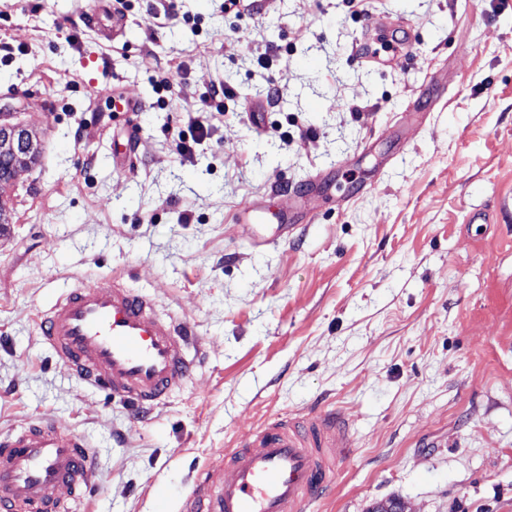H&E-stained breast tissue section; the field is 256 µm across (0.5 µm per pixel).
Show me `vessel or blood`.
<instances>
[{"label": "vessel or blood", "mask_w": 512, "mask_h": 512, "mask_svg": "<svg viewBox=\"0 0 512 512\" xmlns=\"http://www.w3.org/2000/svg\"><path fill=\"white\" fill-rule=\"evenodd\" d=\"M89 20L106 40L125 35L127 20L109 0H92ZM40 333L74 376L112 394L136 419L182 387L195 367L191 328L159 316L155 299L116 284L69 289L42 317ZM353 448L336 411L270 418L220 470L198 472L179 512H312ZM99 486L90 442L61 421L0 433V512H72L71 501ZM64 490L69 499L61 498Z\"/></svg>", "instance_id": "obj_1"}]
</instances>
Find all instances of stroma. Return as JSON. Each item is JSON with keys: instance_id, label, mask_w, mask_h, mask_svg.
<instances>
[{"instance_id": "obj_1", "label": "stroma", "mask_w": 512, "mask_h": 512, "mask_svg": "<svg viewBox=\"0 0 512 512\" xmlns=\"http://www.w3.org/2000/svg\"><path fill=\"white\" fill-rule=\"evenodd\" d=\"M122 2L109 43L88 0H0V108L41 141L0 196V430L49 416L88 439L102 485L78 512H177L263 422L327 406L355 452L315 512H512V0H176L166 21ZM363 34L381 65L360 63ZM214 78L235 97L183 158ZM323 170L313 219L283 233L290 190ZM98 277L203 348L142 420L41 340L39 314ZM190 112L199 113H190L195 115L189 116L188 118V128L191 133L190 136L186 137L185 131H180L178 134L177 148L180 156L183 158L195 157L198 146H201L207 139L209 122L211 121L213 114H215L204 109Z\"/></svg>"}]
</instances>
